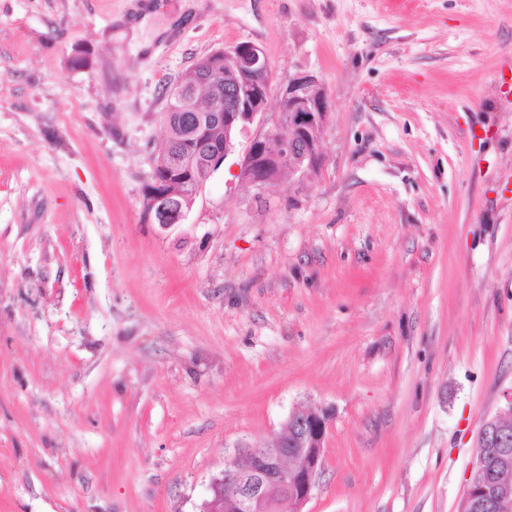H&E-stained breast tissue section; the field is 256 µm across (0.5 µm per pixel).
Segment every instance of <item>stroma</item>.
<instances>
[{
	"mask_svg": "<svg viewBox=\"0 0 512 512\" xmlns=\"http://www.w3.org/2000/svg\"><path fill=\"white\" fill-rule=\"evenodd\" d=\"M245 41L320 81L323 165L241 187L253 124L159 232L168 92ZM505 82L512 0H0V512H201L300 408L304 512H457L512 393Z\"/></svg>",
	"mask_w": 512,
	"mask_h": 512,
	"instance_id": "obj_1",
	"label": "stroma"
}]
</instances>
